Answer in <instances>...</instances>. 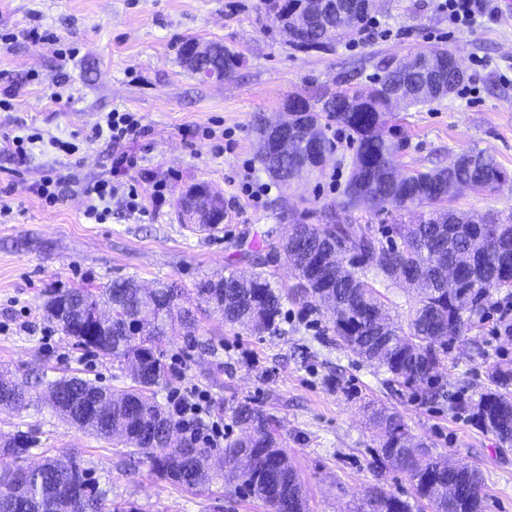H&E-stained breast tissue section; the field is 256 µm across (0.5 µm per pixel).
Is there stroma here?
<instances>
[{"mask_svg":"<svg viewBox=\"0 0 512 512\" xmlns=\"http://www.w3.org/2000/svg\"><path fill=\"white\" fill-rule=\"evenodd\" d=\"M373 18L389 38L359 34L317 53L290 46L261 0H0V135L19 123L41 135L26 163L0 151V369L21 381L77 375L129 386L127 370L78 347L44 318L49 289L128 276L147 288L160 282L190 288L204 277L258 267L286 288L295 278L277 245L287 222L321 223L330 204L343 222L376 229L398 222L395 212L339 208L354 155L346 132L331 129L337 150L323 171L284 185L258 160L257 127L262 117H279L289 94L342 76L370 84L381 61L422 46L456 50L465 80L432 105L398 110L409 136L400 165L426 171L465 151H485L508 181L493 193L462 190L450 206L512 214V11L468 28L451 24L434 0H379ZM32 29L45 39L28 40ZM188 39L224 45L243 63L230 78L201 79L180 59ZM108 112L140 115L147 133L124 149L166 184V201L143 218L118 195L105 223L91 224L79 194L49 207L33 187L57 175L80 183L112 179L111 143L84 140ZM59 139L72 142L75 153H59ZM247 169L266 187L260 203L241 191ZM197 185L224 199L216 230L193 231L177 217L181 193ZM493 301L452 349L443 372L448 396L431 408L394 394L384 374L337 347L329 313L292 300L283 304L279 333L258 338L202 311L196 344L176 335L161 348L183 373L182 387L207 395L212 415L249 400L277 417L309 512H349L377 484L410 492L406 473L376 472L368 464L378 445L369 423L374 407L401 413L431 452L479 468L485 512H512V450L501 452L496 437L456 407L458 400L478 399L495 366L512 364V335L492 334L512 296L501 292ZM17 430L32 440L26 464L76 455L108 499L137 502L145 512H213L216 504L222 512H265L261 502L221 482L192 494L145 463L127 477L125 447L78 430L41 403L19 413L0 410V432Z\"/></svg>","mask_w":512,"mask_h":512,"instance_id":"stroma-1","label":"stroma"}]
</instances>
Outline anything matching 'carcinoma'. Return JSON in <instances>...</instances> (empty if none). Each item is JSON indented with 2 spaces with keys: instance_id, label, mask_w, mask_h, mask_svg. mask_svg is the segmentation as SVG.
<instances>
[{
  "instance_id": "cac0c4a2",
  "label": "carcinoma",
  "mask_w": 512,
  "mask_h": 512,
  "mask_svg": "<svg viewBox=\"0 0 512 512\" xmlns=\"http://www.w3.org/2000/svg\"><path fill=\"white\" fill-rule=\"evenodd\" d=\"M299 0H263L265 14L277 20ZM371 12L352 7V0H336V25L359 32ZM327 19L311 23L288 43L301 50H320ZM214 66L219 76L231 77L242 63L241 56L217 46ZM438 74L460 86L457 72L441 61L432 69L401 70L381 63V75L362 91L348 83L335 89L317 87L303 95L305 111L323 127L325 149L336 150L326 134L336 124L349 132L355 145L351 174L343 188L342 208L363 205L373 211L407 210L426 206L415 221L389 224L377 231L369 224L294 225L297 234L285 238L280 247L294 267L296 284L284 290L265 271L233 270L195 284L201 297L224 322L252 335L280 330L283 301L291 298L310 302L327 299L333 308V341L387 375L386 382L401 395L422 405L445 397L444 383L436 371L448 364V353L461 341L476 315L484 312L493 295L512 294V215H474L466 224L456 223L459 212L444 210L450 199L443 184L448 178L466 182L477 193L496 190L508 180L507 172L491 155L472 150L460 154L448 167L428 171L400 172L408 146V135L391 117L390 89L395 84L414 86ZM348 245L360 252H386L389 268L380 270L387 279L395 272L413 273L423 279L424 293L416 299L406 322H391L382 333L376 315L387 310L384 296L366 279L371 265L358 257L343 267L327 259L328 252ZM182 291L169 286L152 290L140 287L133 277L118 278L99 287L54 288L42 305L45 317L56 324L76 345L105 360L127 366L132 385L112 388L106 397L110 409L97 424L79 425L104 439H116L142 457L150 470L185 489L206 488L216 480L234 491L260 500L267 512H308L306 494L297 469L290 462L285 441L275 417L248 400L227 408L239 437L222 448H208L181 436L182 452L168 450V438L181 432L172 407L155 400L158 388H173L181 372L167 362L157 341L179 326L184 336L194 335L197 319L180 303ZM105 309L110 318L103 323L82 324L73 318L77 310ZM100 386L78 376H62L47 385L15 383L9 390L8 409H23L33 394L74 425L90 409L88 395ZM0 395V400L5 398ZM478 427L492 433L501 449L512 448V369L497 368L491 384L473 406ZM371 423L380 441L372 450L371 466L390 465L405 471L413 495L426 501L430 512H483L484 484L481 474L457 473L448 468L446 457H426L412 443L404 417L387 408H375ZM31 450L23 432L0 435V512H60L69 501L73 486L82 489L72 512H141L130 501L105 504L103 493L80 461L61 455L47 459L36 469L20 464ZM359 512H413V505L376 485L363 499Z\"/></svg>"
}]
</instances>
